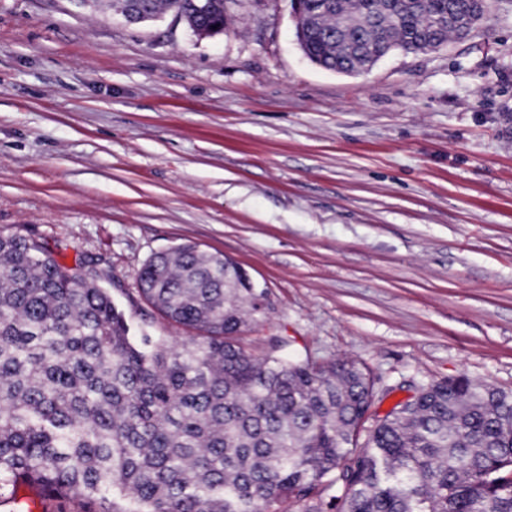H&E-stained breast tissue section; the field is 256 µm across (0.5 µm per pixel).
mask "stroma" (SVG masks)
Masks as SVG:
<instances>
[{
	"mask_svg": "<svg viewBox=\"0 0 512 512\" xmlns=\"http://www.w3.org/2000/svg\"><path fill=\"white\" fill-rule=\"evenodd\" d=\"M462 41L360 74L311 62L292 0H229L223 32L0 0V232L137 293L192 243L268 291L243 341L370 372L383 415L465 375L512 392V0Z\"/></svg>",
	"mask_w": 512,
	"mask_h": 512,
	"instance_id": "35a3bbf8",
	"label": "stroma"
}]
</instances>
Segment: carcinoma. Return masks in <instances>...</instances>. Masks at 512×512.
Returning <instances> with one entry per match:
<instances>
[{
    "mask_svg": "<svg viewBox=\"0 0 512 512\" xmlns=\"http://www.w3.org/2000/svg\"><path fill=\"white\" fill-rule=\"evenodd\" d=\"M227 0H140L197 37L224 30ZM309 58L359 74L394 50H436L463 29L462 0H302ZM92 264L0 232V506L21 484L42 512H512V393L466 376L420 389L377 417L352 360L314 364L271 336L240 335L266 315L222 255L184 244L139 271L137 292L182 341L131 334Z\"/></svg>",
    "mask_w": 512,
    "mask_h": 512,
    "instance_id": "carcinoma-1",
    "label": "carcinoma"
}]
</instances>
